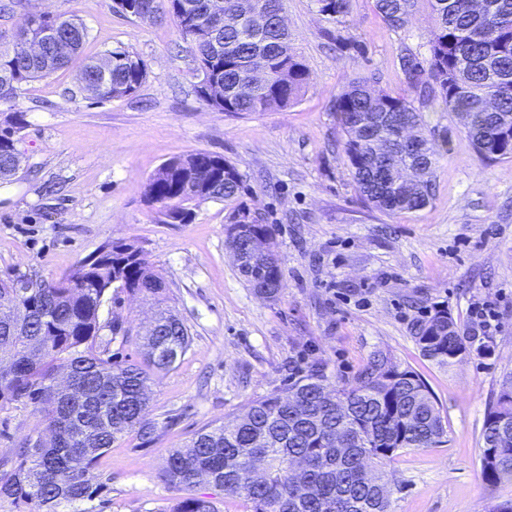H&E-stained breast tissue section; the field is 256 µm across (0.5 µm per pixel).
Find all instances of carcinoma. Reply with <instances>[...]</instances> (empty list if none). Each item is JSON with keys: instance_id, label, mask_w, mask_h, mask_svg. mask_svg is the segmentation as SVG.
<instances>
[{"instance_id": "obj_1", "label": "carcinoma", "mask_w": 512, "mask_h": 512, "mask_svg": "<svg viewBox=\"0 0 512 512\" xmlns=\"http://www.w3.org/2000/svg\"><path fill=\"white\" fill-rule=\"evenodd\" d=\"M158 16L173 23L191 45L195 59L214 58L218 81L196 70L198 97L229 115L284 110L296 103L310 81L292 49L281 17L285 0H262L266 24L256 30L229 22L218 33L219 56L197 35L207 0H155ZM256 0H224V11L247 16ZM327 22L345 27L351 0H315ZM429 59L422 66L410 56L401 65L414 83L427 76V99H439L456 114L475 151L483 158H512V0H430ZM416 0H376L392 27L404 25ZM26 36L45 43L29 54L21 34L0 28V183L14 176L13 151L26 127L14 109L22 86L68 67L88 38L73 14L34 13ZM84 92L96 101L135 94L147 69L135 53L115 49L81 67ZM376 78H355L332 102L343 136L347 166L360 194L387 212L426 207L435 190L436 166L444 145L423 131L419 109L400 93L375 92ZM208 177L184 194L186 179L201 167ZM243 185L239 169L224 157L198 150L172 157L147 179L144 197L160 224H187L194 209L208 201L233 204ZM229 243L240 245L262 235L265 254L244 253L238 272L252 288L276 300L283 278L274 251L273 229L237 206ZM121 277L139 293L163 302L166 285L152 272L142 250L113 241L82 259L68 274L27 280L19 293L14 281H0V303L14 307L15 324L0 323V409L26 402L36 406L53 440L38 447L21 445L10 469L0 473V494L31 506L32 512H88L80 508L98 489L88 470L129 432L151 435L143 412L151 375L168 370L189 346L184 323L166 310L144 336L141 363L118 362L97 345L103 326V286ZM412 338L422 355L448 366L475 350L486 353L489 338L463 335L454 319L438 310L416 319ZM512 419V376H506L487 416ZM447 436L444 417L422 378L383 351H374L352 380L325 391L322 370L299 374L286 392L256 399L234 419L195 434L169 452L162 469L165 483L187 496L174 512H217L214 503L194 494L206 478L225 494L250 504V512H389L392 479L386 462L405 448H430ZM265 457V474L251 481L247 462ZM483 480H512V428L482 433Z\"/></svg>"}]
</instances>
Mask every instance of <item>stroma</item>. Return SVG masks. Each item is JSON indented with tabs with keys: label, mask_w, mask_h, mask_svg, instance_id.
I'll use <instances>...</instances> for the list:
<instances>
[{
	"label": "stroma",
	"mask_w": 512,
	"mask_h": 512,
	"mask_svg": "<svg viewBox=\"0 0 512 512\" xmlns=\"http://www.w3.org/2000/svg\"><path fill=\"white\" fill-rule=\"evenodd\" d=\"M37 10L77 14L89 33L83 58L124 48L144 60L147 77L135 95L105 103L81 92L74 66L24 86L21 162L0 185V280L56 277L108 242L131 243L166 282V305L190 336L174 367L153 376L151 439L126 434L90 469L99 489L93 512H173L182 493L161 478L172 449L311 365L336 387L376 350L420 374L448 427L446 443L399 451L388 463L390 512H482L491 498H512V483L488 487L477 464L489 403L512 374V159L480 157L454 113L423 103L403 73L402 55L429 56V0H417L399 29L385 24L375 0H352L337 37L315 0H287L292 45L311 82L288 109L240 117L199 99L193 52L171 21L119 13L114 0H22L0 27ZM371 74L380 90L419 105L426 133L447 145L422 210L373 208L347 167L331 105ZM197 150L237 166L239 205L272 226L278 300L240 277L226 243L231 207L209 201L192 223L160 224L145 203L146 179ZM478 299L499 315L491 354L450 366L423 357L412 320L441 306L465 331ZM156 311L151 298L110 290L101 316L109 353L142 361ZM39 426L33 405L0 410V460Z\"/></svg>",
	"instance_id": "1"
}]
</instances>
